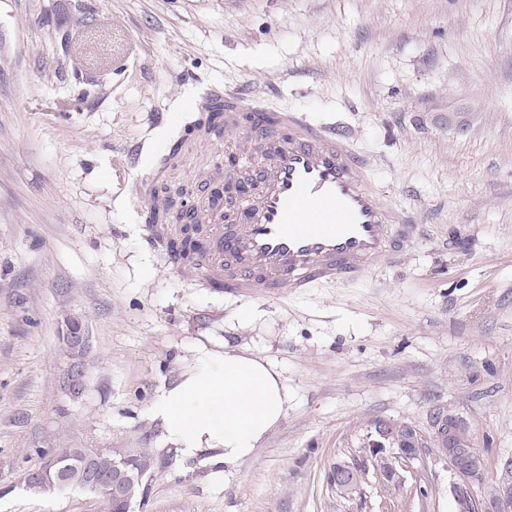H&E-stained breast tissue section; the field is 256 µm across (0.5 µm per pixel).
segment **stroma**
Wrapping results in <instances>:
<instances>
[{"mask_svg": "<svg viewBox=\"0 0 512 512\" xmlns=\"http://www.w3.org/2000/svg\"><path fill=\"white\" fill-rule=\"evenodd\" d=\"M227 88L339 121L420 228L397 264L262 301L146 243L142 179ZM253 159L197 142L167 184L205 204L217 168ZM73 314L92 337L76 396ZM226 349L275 364L290 400L217 477L151 406ZM438 408L466 418L491 489L512 459V0H0V512H97L78 489H26L58 445L152 449L131 512H457L432 454L393 494L327 479L377 421L428 439Z\"/></svg>", "mask_w": 512, "mask_h": 512, "instance_id": "1", "label": "stroma"}]
</instances>
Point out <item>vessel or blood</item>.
<instances>
[{"label":"vessel or blood","mask_w":512,"mask_h":512,"mask_svg":"<svg viewBox=\"0 0 512 512\" xmlns=\"http://www.w3.org/2000/svg\"><path fill=\"white\" fill-rule=\"evenodd\" d=\"M223 98L224 133L248 129L257 160L221 176L256 190L241 223L212 213L219 230L195 273L233 295L271 300L355 281L395 261L415 228L402 208L384 201L345 132L302 112L267 111L237 90Z\"/></svg>","instance_id":"vessel-or-blood-1"}]
</instances>
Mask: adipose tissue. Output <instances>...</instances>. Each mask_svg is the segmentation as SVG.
<instances>
[{"label":"adipose tissue","instance_id":"1","mask_svg":"<svg viewBox=\"0 0 512 512\" xmlns=\"http://www.w3.org/2000/svg\"><path fill=\"white\" fill-rule=\"evenodd\" d=\"M288 386L269 360L225 351L204 354L195 372L152 406L179 453L210 452L212 466L250 458L288 411Z\"/></svg>","mask_w":512,"mask_h":512}]
</instances>
